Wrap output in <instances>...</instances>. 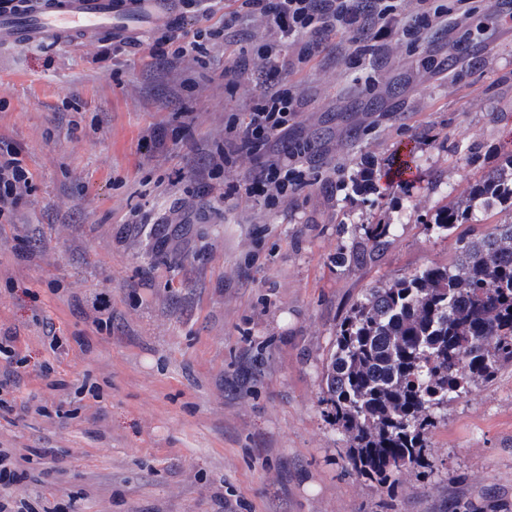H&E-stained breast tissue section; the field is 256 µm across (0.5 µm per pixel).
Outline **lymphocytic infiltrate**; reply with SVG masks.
Returning a JSON list of instances; mask_svg holds the SVG:
<instances>
[{
    "mask_svg": "<svg viewBox=\"0 0 512 512\" xmlns=\"http://www.w3.org/2000/svg\"><path fill=\"white\" fill-rule=\"evenodd\" d=\"M404 0H239L233 14L263 19L274 31L273 41L260 46L257 62L237 59L224 69V83L239 84L244 74L254 75L258 93L241 126L232 128L220 156L212 158L221 170L240 158H249L245 191L273 202L311 183L303 158L308 142L289 140L288 121L302 106L296 89L272 79L285 65L284 49L296 50L300 60L322 51L336 33L351 34L347 48L353 65L381 64L388 40L399 38L407 47H420L428 32L445 29L448 20L470 18L483 9L481 0H415L406 10ZM183 13L167 24L149 45L153 58L176 66L186 55L202 56L210 48L235 43L238 31L228 21L214 20L209 0H180ZM33 174L12 151H0V215L18 206ZM30 455L0 448V512H33V505L15 495L28 477Z\"/></svg>",
    "mask_w": 512,
    "mask_h": 512,
    "instance_id": "1",
    "label": "lymphocytic infiltrate"
}]
</instances>
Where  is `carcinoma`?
<instances>
[{"mask_svg":"<svg viewBox=\"0 0 512 512\" xmlns=\"http://www.w3.org/2000/svg\"><path fill=\"white\" fill-rule=\"evenodd\" d=\"M502 215L490 231L460 233L447 266H427L354 303L323 372L324 401L347 437L345 459L381 487L430 466L428 433L448 403L512 364V153L472 184L469 205L448 206L432 229L452 233L472 202ZM392 231L362 224L336 252L343 266L371 255ZM448 512H500L485 495L453 499Z\"/></svg>","mask_w":512,"mask_h":512,"instance_id":"1","label":"carcinoma"}]
</instances>
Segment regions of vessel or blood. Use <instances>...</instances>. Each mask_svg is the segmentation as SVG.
I'll return each mask as SVG.
<instances>
[{"label":"vessel or blood","mask_w":512,"mask_h":512,"mask_svg":"<svg viewBox=\"0 0 512 512\" xmlns=\"http://www.w3.org/2000/svg\"><path fill=\"white\" fill-rule=\"evenodd\" d=\"M171 19L168 0H12L0 7V40L25 45L87 35L131 38L141 25Z\"/></svg>","instance_id":"1"}]
</instances>
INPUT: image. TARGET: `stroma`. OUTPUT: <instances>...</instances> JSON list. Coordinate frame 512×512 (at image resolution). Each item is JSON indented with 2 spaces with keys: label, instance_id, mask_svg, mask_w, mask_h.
I'll list each match as a JSON object with an SVG mask.
<instances>
[{
  "label": "stroma",
  "instance_id": "35a3bbf8",
  "mask_svg": "<svg viewBox=\"0 0 512 512\" xmlns=\"http://www.w3.org/2000/svg\"><path fill=\"white\" fill-rule=\"evenodd\" d=\"M496 8L460 49L429 34L424 50L453 59L435 76L398 41L375 73L353 67L342 35L281 72L315 180L273 205L245 193L249 160L194 176L250 105V79L228 89L223 72L267 38L262 22L170 70L145 47L153 27L137 46L0 44V146L34 174L0 216V328L24 363L17 403L49 410L0 419V446L53 450L20 488L37 512H448L483 489L512 512V365L449 403L433 470L388 494L348 467L322 401L350 306L451 262L458 236L432 231L435 214L512 152V28ZM369 167L377 192H355ZM360 224L393 231L337 266ZM47 365L67 389L47 388ZM86 379L96 396L78 394Z\"/></svg>",
  "mask_w": 512,
  "mask_h": 512
}]
</instances>
